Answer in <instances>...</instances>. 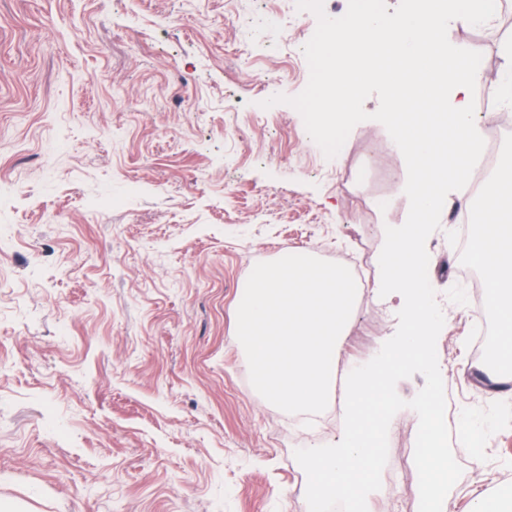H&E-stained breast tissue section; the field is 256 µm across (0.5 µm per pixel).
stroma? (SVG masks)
Instances as JSON below:
<instances>
[{
  "instance_id": "obj_1",
  "label": "stroma",
  "mask_w": 512,
  "mask_h": 512,
  "mask_svg": "<svg viewBox=\"0 0 512 512\" xmlns=\"http://www.w3.org/2000/svg\"><path fill=\"white\" fill-rule=\"evenodd\" d=\"M316 18L296 0H0V503L17 512H304L299 448L338 443L252 386L235 339L254 266L360 264L348 365L398 327L378 297L386 227L404 223V160L378 121L326 158L291 106ZM503 17L448 39L500 67ZM446 203L426 248L445 323L448 421L467 512L476 464L512 482V388L479 376L478 317ZM481 422L468 455L460 421ZM368 512H409L392 466Z\"/></svg>"
}]
</instances>
